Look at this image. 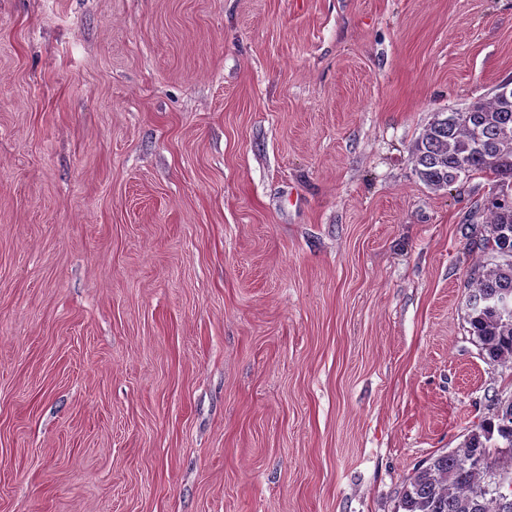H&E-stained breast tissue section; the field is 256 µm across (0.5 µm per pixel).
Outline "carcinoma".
<instances>
[{
	"label": "carcinoma",
	"instance_id": "obj_1",
	"mask_svg": "<svg viewBox=\"0 0 512 512\" xmlns=\"http://www.w3.org/2000/svg\"><path fill=\"white\" fill-rule=\"evenodd\" d=\"M415 172L439 190L468 176L489 173L499 194L486 198L484 235L473 241L486 261L468 281V322L493 362L512 365V313L496 308L512 297V103L498 96L434 113L413 149ZM512 399L494 402L492 417L460 446L417 466L399 494L395 512H512Z\"/></svg>",
	"mask_w": 512,
	"mask_h": 512
}]
</instances>
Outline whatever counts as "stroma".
<instances>
[{
	"label": "stroma",
	"mask_w": 512,
	"mask_h": 512,
	"mask_svg": "<svg viewBox=\"0 0 512 512\" xmlns=\"http://www.w3.org/2000/svg\"><path fill=\"white\" fill-rule=\"evenodd\" d=\"M509 80L512 0H0V512H395L512 397L412 159Z\"/></svg>",
	"instance_id": "35a3bbf8"
}]
</instances>
